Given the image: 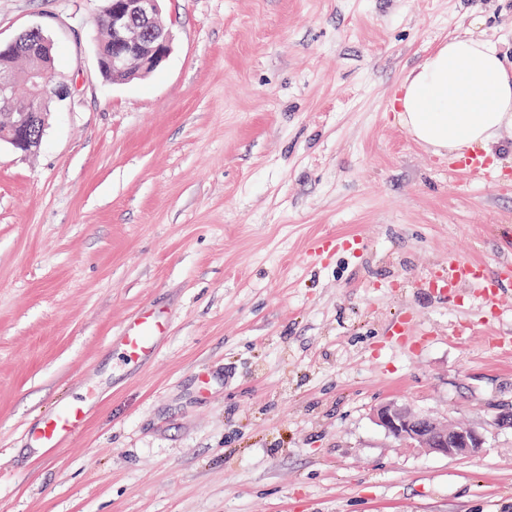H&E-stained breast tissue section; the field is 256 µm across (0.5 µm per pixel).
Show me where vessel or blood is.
<instances>
[{
  "label": "vessel or blood",
  "mask_w": 512,
  "mask_h": 512,
  "mask_svg": "<svg viewBox=\"0 0 512 512\" xmlns=\"http://www.w3.org/2000/svg\"><path fill=\"white\" fill-rule=\"evenodd\" d=\"M482 278L480 269L469 260L460 259L448 267L447 286L453 289L466 283L475 284ZM167 332L168 325L162 316L143 309L113 336L112 347L124 363L140 364L155 356L160 339ZM90 411L91 404L87 401L58 404L35 429L32 442L35 447L49 451L63 447L84 426Z\"/></svg>",
  "instance_id": "vessel-or-blood-1"
}]
</instances>
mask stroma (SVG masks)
Listing matches in <instances>:
<instances>
[{"mask_svg":"<svg viewBox=\"0 0 512 512\" xmlns=\"http://www.w3.org/2000/svg\"><path fill=\"white\" fill-rule=\"evenodd\" d=\"M102 7L0 0V40L44 27L72 89L38 152L0 145V512H512V131L483 178L390 109L455 34L512 69V0H164L173 50L123 84ZM460 256L493 291H443ZM147 305L171 329L124 365ZM388 402L486 446L406 447ZM168 332L165 319L146 309L138 311L112 338V348L126 364H141L152 359L160 339ZM91 405L92 401L58 404L33 432L31 440L35 448L48 451L62 448L87 422Z\"/></svg>","mask_w":512,"mask_h":512,"instance_id":"stroma-1","label":"stroma"}]
</instances>
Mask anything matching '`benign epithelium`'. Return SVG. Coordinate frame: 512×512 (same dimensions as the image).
Listing matches in <instances>:
<instances>
[{
	"instance_id": "7a95c632",
	"label": "benign epithelium",
	"mask_w": 512,
	"mask_h": 512,
	"mask_svg": "<svg viewBox=\"0 0 512 512\" xmlns=\"http://www.w3.org/2000/svg\"><path fill=\"white\" fill-rule=\"evenodd\" d=\"M162 0H108L96 24L112 29L109 64L114 74L150 73L163 65L173 48V33L161 20ZM50 39L39 27L0 41V55H25L28 67L17 71L0 68V110L6 112L0 125V143L16 152L30 153L42 141L46 123L42 106L46 95V72L32 46ZM376 422L390 435L412 448L445 456H466L485 447V436L476 427L441 422L413 413L395 404L378 407Z\"/></svg>"
}]
</instances>
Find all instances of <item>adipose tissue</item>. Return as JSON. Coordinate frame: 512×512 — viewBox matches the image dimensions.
I'll return each instance as SVG.
<instances>
[{
	"instance_id": "1",
	"label": "adipose tissue",
	"mask_w": 512,
	"mask_h": 512,
	"mask_svg": "<svg viewBox=\"0 0 512 512\" xmlns=\"http://www.w3.org/2000/svg\"><path fill=\"white\" fill-rule=\"evenodd\" d=\"M392 104L420 144L457 158L491 155L512 127V71L497 42L458 35L406 76Z\"/></svg>"
}]
</instances>
